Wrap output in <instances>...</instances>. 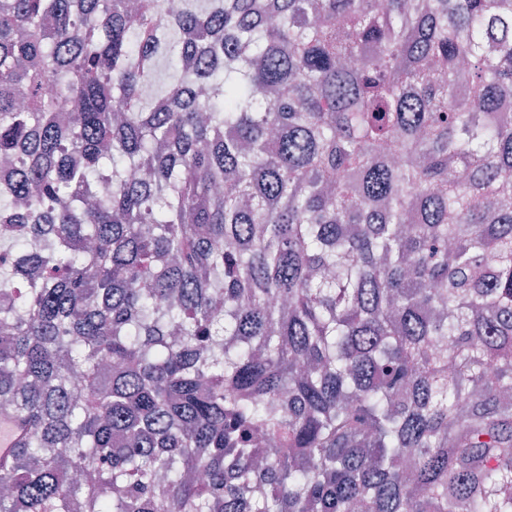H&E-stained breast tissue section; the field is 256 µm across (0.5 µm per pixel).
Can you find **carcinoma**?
Instances as JSON below:
<instances>
[{
    "instance_id": "1",
    "label": "carcinoma",
    "mask_w": 512,
    "mask_h": 512,
    "mask_svg": "<svg viewBox=\"0 0 512 512\" xmlns=\"http://www.w3.org/2000/svg\"><path fill=\"white\" fill-rule=\"evenodd\" d=\"M510 99L512 0H0V512H512ZM23 432L19 425L0 422V457L11 456L18 447Z\"/></svg>"
}]
</instances>
